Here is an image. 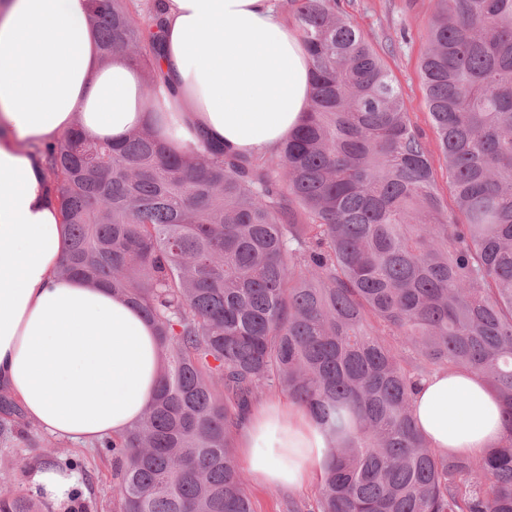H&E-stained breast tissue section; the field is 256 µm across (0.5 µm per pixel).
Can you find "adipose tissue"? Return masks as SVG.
<instances>
[{"label": "adipose tissue", "mask_w": 512, "mask_h": 512, "mask_svg": "<svg viewBox=\"0 0 512 512\" xmlns=\"http://www.w3.org/2000/svg\"><path fill=\"white\" fill-rule=\"evenodd\" d=\"M91 0H0V387L39 428L83 444L117 438L143 415L161 374L155 330L109 290L65 278L67 227L34 144L81 126L122 141L152 124L174 152L207 143L273 152L311 104L310 59L273 0H165L153 93L125 57L102 63ZM431 447L483 456L504 434L502 405L473 374L437 370L413 400ZM252 480L300 489L321 471L329 438L303 406L275 399L239 427ZM27 484L66 512L77 484L46 461Z\"/></svg>", "instance_id": "1"}]
</instances>
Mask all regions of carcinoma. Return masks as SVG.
Wrapping results in <instances>:
<instances>
[{
  "label": "carcinoma",
  "instance_id": "cac0c4a2",
  "mask_svg": "<svg viewBox=\"0 0 512 512\" xmlns=\"http://www.w3.org/2000/svg\"><path fill=\"white\" fill-rule=\"evenodd\" d=\"M93 0L102 56L147 85L163 0ZM420 59L453 206L402 89L338 0H278L311 58L312 103L265 156L176 154L145 126L38 149L68 226L62 273L152 323L163 373L104 442L115 512H253L233 436L263 395L335 440L317 512H512V0H435ZM482 377L504 439L446 455L412 398L436 370ZM0 512H40L0 493Z\"/></svg>",
  "mask_w": 512,
  "mask_h": 512
}]
</instances>
